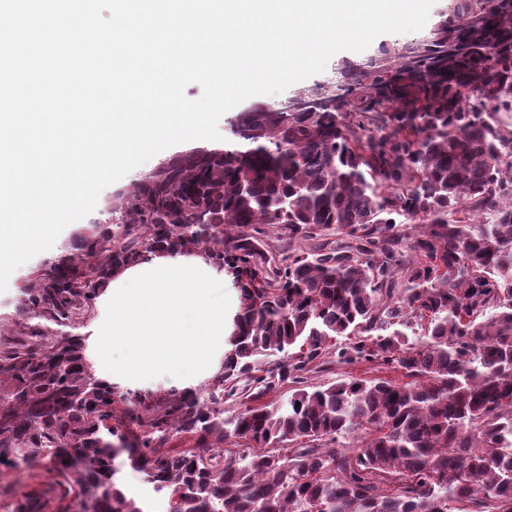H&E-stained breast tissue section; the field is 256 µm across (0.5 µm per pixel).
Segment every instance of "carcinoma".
<instances>
[{
    "mask_svg": "<svg viewBox=\"0 0 512 512\" xmlns=\"http://www.w3.org/2000/svg\"><path fill=\"white\" fill-rule=\"evenodd\" d=\"M453 13L298 112L242 113L234 143L141 176L42 265L22 310L57 329L0 349V465L48 461L64 512H146L123 453L170 512L512 505V0ZM269 228L288 238L273 268ZM179 250L239 285L224 364L133 395L71 328L114 270ZM355 364L407 381L308 384ZM45 507L30 492L15 512Z\"/></svg>",
    "mask_w": 512,
    "mask_h": 512,
    "instance_id": "cac0c4a2",
    "label": "carcinoma"
}]
</instances>
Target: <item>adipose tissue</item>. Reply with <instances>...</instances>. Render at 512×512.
Listing matches in <instances>:
<instances>
[{"mask_svg":"<svg viewBox=\"0 0 512 512\" xmlns=\"http://www.w3.org/2000/svg\"><path fill=\"white\" fill-rule=\"evenodd\" d=\"M227 274L197 253L157 252L118 270L97 298L93 335L127 341L125 360L102 351L94 366L118 384L159 371L193 367L201 378L219 371L234 307L224 296Z\"/></svg>","mask_w":512,"mask_h":512,"instance_id":"ef3b65f1","label":"adipose tissue"}]
</instances>
